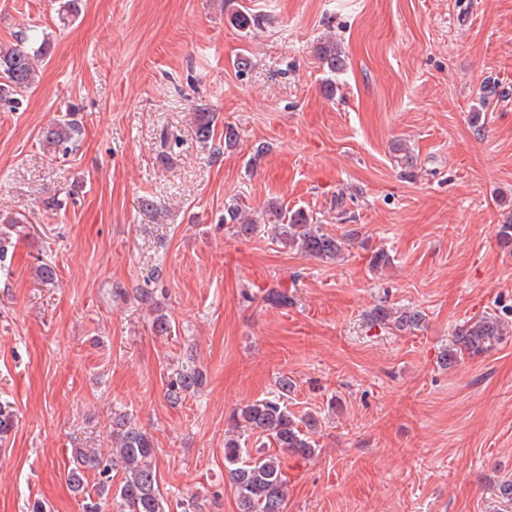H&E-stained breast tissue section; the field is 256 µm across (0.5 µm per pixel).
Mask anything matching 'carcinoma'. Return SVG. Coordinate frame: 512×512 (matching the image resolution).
I'll list each match as a JSON object with an SVG mask.
<instances>
[{
  "instance_id": "cac0c4a2",
  "label": "carcinoma",
  "mask_w": 512,
  "mask_h": 512,
  "mask_svg": "<svg viewBox=\"0 0 512 512\" xmlns=\"http://www.w3.org/2000/svg\"><path fill=\"white\" fill-rule=\"evenodd\" d=\"M30 37L7 49H0V103L18 101L36 88L38 74L36 61L47 55L49 39L42 38L36 47L29 45ZM316 58L331 73L343 70L344 58L335 39L327 37L314 48ZM195 134L198 142L206 147L214 140L215 113L205 108L193 109ZM81 128L75 110L63 115L44 128L40 135L42 147L50 155L73 150ZM271 230L285 247L302 255L335 262L357 238L352 229L341 235L325 230L316 223L313 215L298 208L288 210L274 204ZM224 225L233 235L247 239L262 231V226L249 217L246 205L236 198L224 205ZM374 325H382L397 332H410L424 319L415 308H397L379 304L368 315ZM512 332L509 323L495 313L484 311L457 325L448 349L440 361L451 366L464 357H472L487 350L493 343ZM204 382V373L194 365H183L174 370L166 383L165 397L172 405L179 404L195 393ZM295 389V382L280 377L273 395L255 400L233 411L229 427L231 435L224 439V471L226 480L234 491L239 512H284L288 498V481L285 460L277 453L257 450L247 454L242 440L251 436L264 437L276 448L303 460L316 455L312 434L317 432L319 420L312 414L296 416L288 409V400ZM15 427V414L0 405V442ZM156 451L152 436L142 428L121 421L112 428V450L108 455L95 448L73 450V467L68 474L72 489L84 493V472L95 471L100 479L95 493L98 500L84 497V512H100L102 501L117 502V512H166V501L160 491L156 467ZM123 473L122 481L112 486V471Z\"/></svg>"
}]
</instances>
